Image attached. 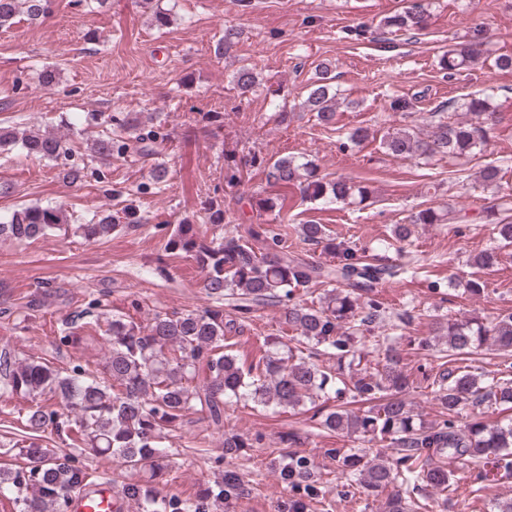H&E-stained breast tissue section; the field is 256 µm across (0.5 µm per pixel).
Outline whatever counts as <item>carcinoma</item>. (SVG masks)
<instances>
[{"mask_svg": "<svg viewBox=\"0 0 512 512\" xmlns=\"http://www.w3.org/2000/svg\"><path fill=\"white\" fill-rule=\"evenodd\" d=\"M51 0H0V29L25 17L45 16ZM430 11L425 0H406L402 10L383 18L379 35H414L427 28ZM484 39L474 36L448 47L443 69L453 74L482 62ZM334 76L317 66L303 107L324 125L336 119ZM243 94L252 90L256 75L244 67L233 77ZM463 117L434 112L425 134L404 128L382 136L386 153L400 158L459 159L487 142L497 119V106L487 91L460 105ZM122 132L87 144L93 161L109 164L127 153L142 158L157 153L155 134H142L136 118L110 116ZM20 147L26 156L58 160L71 152L69 135L41 128H0V150ZM269 182L303 200L325 204L371 198L366 184L344 178L329 180L313 161L279 158L268 166ZM502 169L489 164L480 181L496 187ZM124 223L112 214H95L84 224L70 223L60 207L33 205L0 220V239L18 242L54 232L98 240L125 228L146 225L134 207L123 210ZM201 220L215 228L236 217L218 201L210 202ZM444 214L434 208L418 211L409 224L394 228L404 242L413 224H441ZM292 225L252 224L247 236L212 238L186 219L175 225L164 251L195 263L201 288L213 304L185 312L156 311L145 323L112 313L100 300L89 303L95 339L108 345L102 370L91 363L63 374L36 356L18 358L0 352V397L25 403L19 434L0 447L19 449L26 464L0 468V505L16 512H62L72 495L93 484V474L75 464L63 447L118 460L126 478L119 499L137 512H213L224 506L234 512L237 502L260 490L263 472L248 467L249 451L258 449L264 465L286 491L276 512H337L365 498L382 503L381 512H434L430 494L443 502L455 496L458 482L448 463H458L474 475V486L492 477L512 478V420L505 424L483 413L464 415L468 407L512 409V311L491 320L435 315L429 335L394 334L425 316L415 306L392 311L380 300L378 287L417 274L410 262L380 263L358 253L355 246L330 234L324 224H301L299 242L316 246L330 261L321 262L288 242ZM512 241V222L499 221L489 247L474 257V265L490 266L500 241ZM325 290H319V287ZM317 295L310 301L306 296ZM276 306L293 336L263 337V353L241 358L237 334L255 314ZM420 360L417 375H408L401 341ZM492 364L495 370L486 371ZM426 390L436 406V418L415 417L407 392ZM316 408L318 432L348 437L353 448H323L327 471L301 454L300 435L290 430L272 448L262 436L224 432V472L196 497L172 491L165 475L174 456L161 430L179 425L190 411L207 414L224 427V413L233 405L256 408ZM54 435L59 445L49 446Z\"/></svg>", "mask_w": 512, "mask_h": 512, "instance_id": "obj_1", "label": "carcinoma"}]
</instances>
